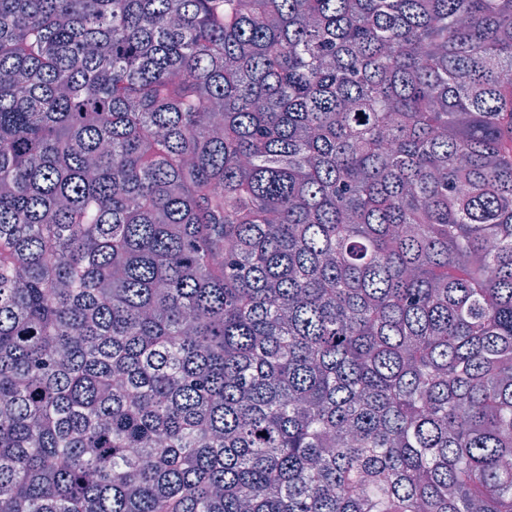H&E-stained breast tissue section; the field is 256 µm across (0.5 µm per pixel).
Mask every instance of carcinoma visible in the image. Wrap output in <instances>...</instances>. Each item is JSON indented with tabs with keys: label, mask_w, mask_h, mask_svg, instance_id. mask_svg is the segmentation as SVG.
I'll return each instance as SVG.
<instances>
[{
	"label": "carcinoma",
	"mask_w": 512,
	"mask_h": 512,
	"mask_svg": "<svg viewBox=\"0 0 512 512\" xmlns=\"http://www.w3.org/2000/svg\"><path fill=\"white\" fill-rule=\"evenodd\" d=\"M509 68L512 0H0V512H512Z\"/></svg>",
	"instance_id": "1"
}]
</instances>
